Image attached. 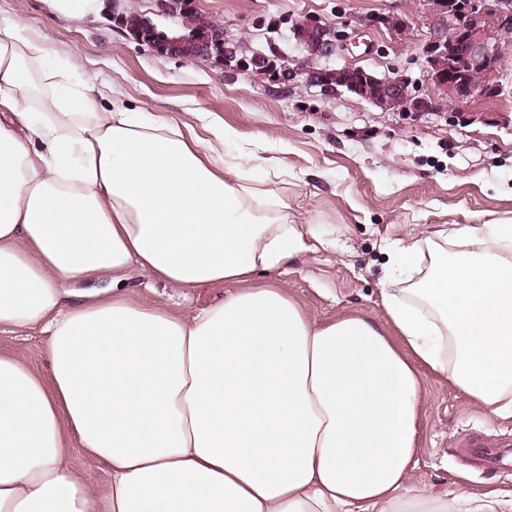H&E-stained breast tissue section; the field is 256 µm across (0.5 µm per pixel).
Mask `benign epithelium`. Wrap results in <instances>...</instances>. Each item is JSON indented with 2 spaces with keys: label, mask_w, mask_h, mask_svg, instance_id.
Here are the masks:
<instances>
[{
  "label": "benign epithelium",
  "mask_w": 512,
  "mask_h": 512,
  "mask_svg": "<svg viewBox=\"0 0 512 512\" xmlns=\"http://www.w3.org/2000/svg\"><path fill=\"white\" fill-rule=\"evenodd\" d=\"M436 23L424 46L427 77L433 93L416 94L404 75L378 77L361 66L330 68L319 64L348 49L332 38L328 24L303 19L294 35L306 52L296 66L282 62L275 51L246 55L243 43L227 38L224 26L204 31H155L153 20L143 17L154 31L153 51L188 61H211L224 70L264 76L279 84L301 77L328 94L343 90L385 112L422 116L442 112L449 105L466 111L470 104L512 96V75L504 72L505 50L512 46V0H430Z\"/></svg>",
  "instance_id": "1"
}]
</instances>
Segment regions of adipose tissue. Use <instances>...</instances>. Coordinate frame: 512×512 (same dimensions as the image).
<instances>
[{
  "mask_svg": "<svg viewBox=\"0 0 512 512\" xmlns=\"http://www.w3.org/2000/svg\"><path fill=\"white\" fill-rule=\"evenodd\" d=\"M192 128L73 88L20 21L0 35V330H39L47 373L0 356V512H501L411 484L422 371L512 415V224L458 249L392 248L395 336L317 323L256 279L314 250ZM218 303L133 302V271ZM78 443L98 490L69 464Z\"/></svg>",
  "mask_w": 512,
  "mask_h": 512,
  "instance_id": "adipose-tissue-1",
  "label": "adipose tissue"
}]
</instances>
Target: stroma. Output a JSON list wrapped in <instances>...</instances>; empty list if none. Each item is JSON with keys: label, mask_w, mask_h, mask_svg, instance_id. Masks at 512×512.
<instances>
[{"label": "stroma", "mask_w": 512, "mask_h": 512, "mask_svg": "<svg viewBox=\"0 0 512 512\" xmlns=\"http://www.w3.org/2000/svg\"><path fill=\"white\" fill-rule=\"evenodd\" d=\"M199 12L223 23L253 49L276 45L304 54L293 35L307 17L331 24L337 38L358 41L351 60L384 77L408 76L431 93L423 47L434 15L428 0H197ZM404 21L396 32L385 17ZM16 20L61 54L78 83H107L116 105L196 124L197 113L222 128L225 167L248 172L253 186L288 202V217L312 225L324 245L300 255L287 273L266 276L316 321L362 313L384 323L380 297L389 287L390 245L440 243L441 233L475 224H512V99L484 100L469 116L456 110L415 119L385 112L347 92L329 97L303 83L284 86L206 62L154 53L119 29L112 15L68 22L41 0H0V28ZM133 299L172 308H202L221 290L186 292L132 272ZM44 336L0 332V354L45 371ZM419 465L411 482L436 496L450 481L474 495H512V471L469 467L457 440L470 431L512 433V417L491 418L468 405L448 382L424 372Z\"/></svg>", "instance_id": "1"}]
</instances>
